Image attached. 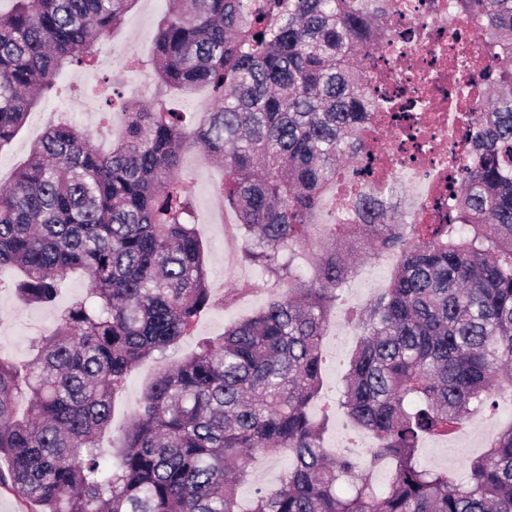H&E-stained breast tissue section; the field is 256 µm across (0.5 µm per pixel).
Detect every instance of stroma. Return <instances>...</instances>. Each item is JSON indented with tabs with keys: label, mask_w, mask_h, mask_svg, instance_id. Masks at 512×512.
Returning <instances> with one entry per match:
<instances>
[{
	"label": "stroma",
	"mask_w": 512,
	"mask_h": 512,
	"mask_svg": "<svg viewBox=\"0 0 512 512\" xmlns=\"http://www.w3.org/2000/svg\"><path fill=\"white\" fill-rule=\"evenodd\" d=\"M166 11V0H135L122 25L109 41L101 46L93 68L69 69L58 83L56 92L42 99L29 113L13 141L0 150V185L13 181L15 171L29 155L33 144L53 123L72 122L91 132H97V143L109 149L121 133V126L100 130L99 111L113 92H128L130 86L141 85L144 101L155 93V77L150 59L153 53L157 25ZM140 60L138 67L127 64L128 57ZM184 178L192 197L195 212L203 222L197 236L203 246L208 280L216 298L214 307L202 311L189 335L182 337L165 355L151 360L134 371L124 389L115 397L112 426L101 437L99 446L104 454H113L119 445V431L126 424L149 380L161 369L190 357L200 339H218L229 324L248 318L263 308L274 290L269 276L261 267L244 260L245 242L237 227L234 212L214 215L208 206L210 191L218 188L224 171L202 148H194L183 158ZM394 272L393 264L374 262L365 257L352 268L340 296L341 306L335 307L328 319L323 343V399L338 401L344 386L345 360L355 349L360 336L356 326H349L347 335L336 336L335 328L344 322V308L367 303L386 287ZM21 272L13 267L0 269V358L22 364L32 354L31 342L49 332L58 323L62 309L71 302L85 298L89 280L84 273L71 274L56 300L47 305L33 304L13 289L21 280ZM470 451L454 447L452 441L424 438L419 446L418 459L435 470L449 468L453 477L467 473ZM288 466L283 455H259L252 462L248 481L238 492L241 505H248L260 487L275 485Z\"/></svg>",
	"instance_id": "obj_1"
}]
</instances>
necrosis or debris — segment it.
Instances as JSON below:
<instances>
[{
	"mask_svg": "<svg viewBox=\"0 0 512 512\" xmlns=\"http://www.w3.org/2000/svg\"><path fill=\"white\" fill-rule=\"evenodd\" d=\"M386 33L363 57V91L371 116L363 159L336 177V221L358 224L360 196L382 193L405 223L435 224L448 194V160L465 157L459 107L490 80L477 25L459 0H390Z\"/></svg>",
	"mask_w": 512,
	"mask_h": 512,
	"instance_id": "4bbe7bcc",
	"label": "necrosis or debris"
}]
</instances>
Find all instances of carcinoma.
Here are the masks:
<instances>
[{
  "instance_id": "1",
  "label": "carcinoma",
  "mask_w": 512,
  "mask_h": 512,
  "mask_svg": "<svg viewBox=\"0 0 512 512\" xmlns=\"http://www.w3.org/2000/svg\"><path fill=\"white\" fill-rule=\"evenodd\" d=\"M135 0H12L0 12V150L71 66H94ZM388 0H167L155 39L161 87L208 86L197 122L155 98L122 108L125 131L102 153L90 133L50 125L0 188V266L26 300L52 303L73 270L72 302L23 365L0 360V458L12 491L38 512H512V426L457 481L418 461L419 442L496 407L512 385V0H462L496 73L464 105L473 164L453 161L460 196L446 224L404 225L365 198L352 233L314 241L338 165L361 150L368 115L360 58L384 29ZM224 167L220 190L245 230V258L281 293L160 370L118 452L98 451L128 376L213 304L180 175L184 150ZM396 251L389 288L353 312L361 330L340 407L388 461L382 491L360 459L324 449L315 418L327 314L352 251ZM311 263L315 276L301 279ZM257 454L290 463L241 508Z\"/></svg>"
}]
</instances>
